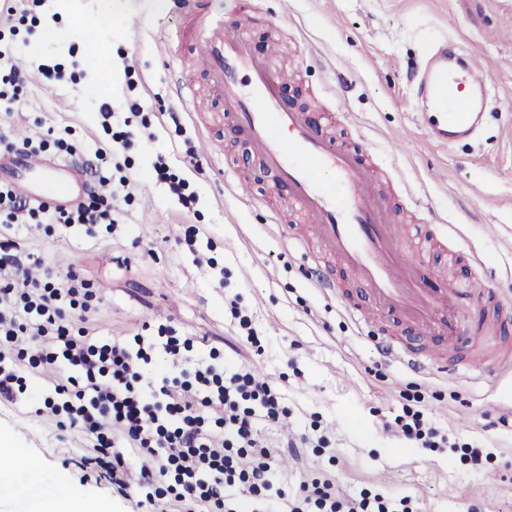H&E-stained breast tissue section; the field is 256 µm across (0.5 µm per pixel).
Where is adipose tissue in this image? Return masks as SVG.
Listing matches in <instances>:
<instances>
[{"label":"adipose tissue","mask_w":512,"mask_h":512,"mask_svg":"<svg viewBox=\"0 0 512 512\" xmlns=\"http://www.w3.org/2000/svg\"><path fill=\"white\" fill-rule=\"evenodd\" d=\"M0 456L15 462L0 469V512H110L104 502L89 504L84 492L64 486L20 449L1 450Z\"/></svg>","instance_id":"ef3b65f1"}]
</instances>
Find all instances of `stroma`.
<instances>
[{"label": "stroma", "instance_id": "stroma-1", "mask_svg": "<svg viewBox=\"0 0 512 512\" xmlns=\"http://www.w3.org/2000/svg\"><path fill=\"white\" fill-rule=\"evenodd\" d=\"M13 4L15 15L0 11V75L16 67L27 83L20 102L0 100V135L18 140L38 126L49 160H67L62 138L88 168L110 153L103 173L117 226L14 225L6 234L16 260L54 280L75 269L96 292L88 317L102 338L142 332L155 342L165 326L188 341L185 359L268 379L288 424L262 439L288 460L275 479L288 499L320 481L340 500L383 498L389 512H512V370L493 366L472 383L406 374L376 351L384 318L357 319L314 286L312 256L282 226L288 198L273 176L248 158L222 108L200 116L175 95L178 72L198 92L209 87L174 37L169 0H112L108 16L102 0ZM249 28L257 51L283 41L272 70L296 106L331 112L337 142L372 150L407 236L447 226L448 250L432 261L451 279L475 275L493 301L512 300V0H261ZM442 37L484 59L496 86L480 137L449 146L426 137L407 81ZM106 62L111 82L88 97ZM44 65L77 79L48 81ZM141 128L151 140L121 146L122 132ZM160 162L185 195L157 179ZM238 177L256 199L234 195ZM20 373L17 401L0 399L11 447L111 512H133L131 498L82 463L87 435L59 428L41 380ZM413 413L438 430L435 447L398 432L396 419Z\"/></svg>", "mask_w": 512, "mask_h": 512}]
</instances>
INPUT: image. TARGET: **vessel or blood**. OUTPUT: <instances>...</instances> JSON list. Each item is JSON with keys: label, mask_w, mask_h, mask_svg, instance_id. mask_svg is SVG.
Returning a JSON list of instances; mask_svg holds the SVG:
<instances>
[{"label": "vessel or blood", "mask_w": 512, "mask_h": 512, "mask_svg": "<svg viewBox=\"0 0 512 512\" xmlns=\"http://www.w3.org/2000/svg\"><path fill=\"white\" fill-rule=\"evenodd\" d=\"M173 2L182 21L176 35L188 38L196 70L221 99L250 158L275 174L291 208L311 224L317 287L341 293L342 280H349L359 289L358 296H344L350 312L363 317L373 307L408 330V342L390 340L380 354L410 372L489 368L480 358H458L467 313L484 307L485 297L462 299L459 286L441 283L424 254L405 246L369 150L337 144L325 123L289 104L268 54L255 51L242 22L256 0H237L228 15L214 11L210 0ZM492 88L490 68L472 54L455 60L444 51L427 55L417 97L429 118L428 139L450 145L471 137L484 121ZM318 170L327 180L315 179ZM0 182L29 201L54 205L76 202L89 187L76 162L55 163L23 148L0 155ZM511 321L512 305L500 304L482 328L483 338L496 339Z\"/></svg>", "instance_id": "b4317fda"}]
</instances>
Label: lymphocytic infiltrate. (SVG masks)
I'll return each instance as SVG.
<instances>
[{"mask_svg":"<svg viewBox=\"0 0 512 512\" xmlns=\"http://www.w3.org/2000/svg\"><path fill=\"white\" fill-rule=\"evenodd\" d=\"M107 182L99 176L96 190L77 205L62 209L49 205L31 207L10 187L0 185V223L108 224L112 210L99 188ZM10 242H0V358L12 352L31 359L35 373L45 380L47 406L76 398L70 410L71 426L80 428L92 446L85 464L101 469L118 491H126L132 466H139L135 487L137 508L155 507L167 501L171 512H238V503L264 496L262 512H280L283 493H272V477L278 455L259 439V424H282L288 417L280 407V395L272 384L253 373L224 376L213 364H199L194 371L197 389L185 386L183 363L175 339H167L171 359L158 374L143 373L139 350L134 345L99 343L90 323L76 327L70 312L81 304L75 272L57 281L32 278L28 269L8 256ZM260 398L263 416L240 413L245 394ZM219 414L223 433L204 426V410ZM245 448L241 465H233L227 448Z\"/></svg>","mask_w":512,"mask_h":512,"instance_id":"lymphocytic-infiltrate-1","label":"lymphocytic infiltrate"}]
</instances>
